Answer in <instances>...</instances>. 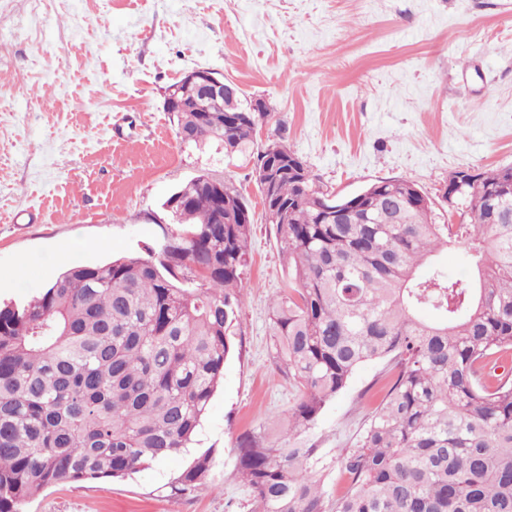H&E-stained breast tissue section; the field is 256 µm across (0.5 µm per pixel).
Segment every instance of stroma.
<instances>
[{"label":"stroma","mask_w":512,"mask_h":512,"mask_svg":"<svg viewBox=\"0 0 512 512\" xmlns=\"http://www.w3.org/2000/svg\"><path fill=\"white\" fill-rule=\"evenodd\" d=\"M197 68L266 105L324 189L382 179L441 203L451 173L512 166V0H0V302L69 265L143 252L171 229L166 199L223 174L256 214L242 350L224 365L191 448L130 476L45 489L22 512H249L240 434L282 422L298 394L272 360L270 298L291 288L251 157L175 136L165 99ZM384 366L360 367L312 438L353 447ZM211 454L207 488L175 478Z\"/></svg>","instance_id":"1"}]
</instances>
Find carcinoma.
<instances>
[{"label": "carcinoma", "mask_w": 512, "mask_h": 512, "mask_svg": "<svg viewBox=\"0 0 512 512\" xmlns=\"http://www.w3.org/2000/svg\"><path fill=\"white\" fill-rule=\"evenodd\" d=\"M175 113L176 134L256 154L255 181L296 287L268 305L278 371L299 392L274 435L237 438L250 512H512V180L451 183L462 224L438 222L402 179L329 199L283 143L260 144L264 105ZM280 163L273 189L260 178ZM166 247L76 263L39 295L0 305V512L44 489L120 478L188 448L242 344L253 213L222 175L176 190ZM465 246L466 280L434 258ZM394 371L352 448L306 437L356 369ZM208 454L173 490L207 485ZM345 476L339 494L326 486Z\"/></svg>", "instance_id": "1"}]
</instances>
